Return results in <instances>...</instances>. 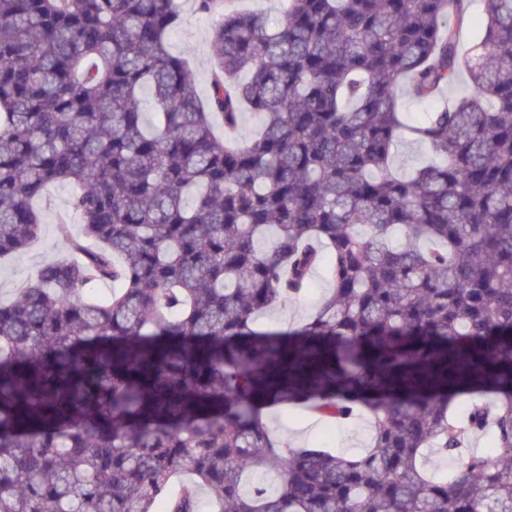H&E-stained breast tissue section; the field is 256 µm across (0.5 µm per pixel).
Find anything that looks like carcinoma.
I'll return each instance as SVG.
<instances>
[{"label": "carcinoma", "instance_id": "obj_1", "mask_svg": "<svg viewBox=\"0 0 512 512\" xmlns=\"http://www.w3.org/2000/svg\"><path fill=\"white\" fill-rule=\"evenodd\" d=\"M194 2L204 100L175 0H0V259L49 184L80 219L74 260L0 298V512H512V0L466 50L471 0H287L275 28ZM407 133L434 156L402 172ZM322 263L307 322L254 327ZM273 405L366 410L369 449L281 451ZM179 1L181 22L169 35L167 47L173 54L185 58L193 72L198 93L205 98L213 68L210 47L212 21L196 13L194 0Z\"/></svg>", "mask_w": 512, "mask_h": 512}]
</instances>
